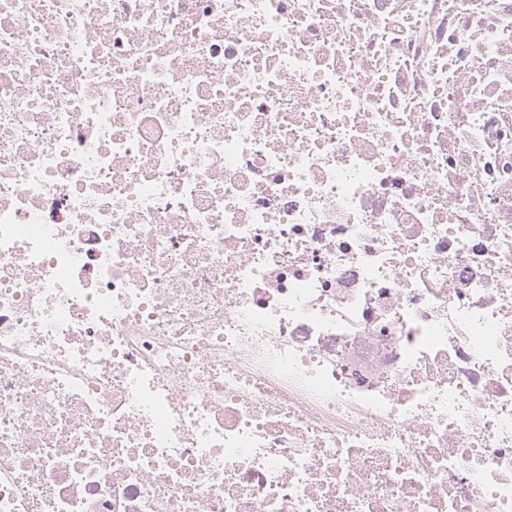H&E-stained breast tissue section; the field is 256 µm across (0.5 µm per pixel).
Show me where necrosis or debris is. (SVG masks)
I'll return each instance as SVG.
<instances>
[{
	"instance_id": "1",
	"label": "necrosis or debris",
	"mask_w": 512,
	"mask_h": 512,
	"mask_svg": "<svg viewBox=\"0 0 512 512\" xmlns=\"http://www.w3.org/2000/svg\"><path fill=\"white\" fill-rule=\"evenodd\" d=\"M0 512H512V0H0Z\"/></svg>"
}]
</instances>
